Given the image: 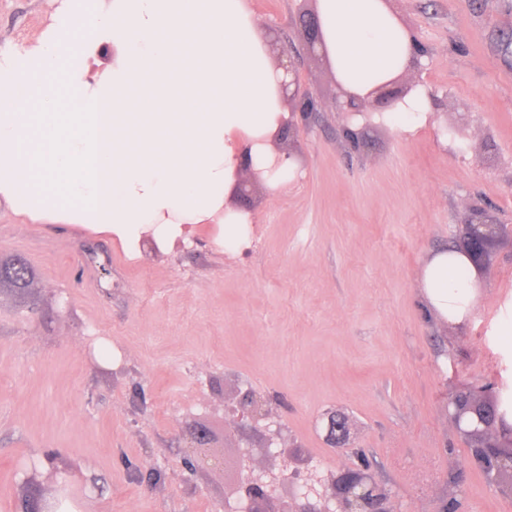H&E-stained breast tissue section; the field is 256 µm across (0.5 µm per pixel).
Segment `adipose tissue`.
Segmentation results:
<instances>
[{
	"mask_svg": "<svg viewBox=\"0 0 512 512\" xmlns=\"http://www.w3.org/2000/svg\"><path fill=\"white\" fill-rule=\"evenodd\" d=\"M340 84L363 95L406 71L413 34L386 0H318ZM78 38H71L74 22ZM112 61L96 70L104 45ZM247 0H62L41 37L0 57V198L32 224H75L132 254L219 227L229 251L250 216L228 195L250 153L270 190L294 171L272 143L289 114ZM470 259L432 254L421 288L435 320L469 316Z\"/></svg>",
	"mask_w": 512,
	"mask_h": 512,
	"instance_id": "obj_1",
	"label": "adipose tissue"
}]
</instances>
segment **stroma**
<instances>
[{
  "instance_id": "obj_1",
  "label": "stroma",
  "mask_w": 512,
  "mask_h": 512,
  "mask_svg": "<svg viewBox=\"0 0 512 512\" xmlns=\"http://www.w3.org/2000/svg\"><path fill=\"white\" fill-rule=\"evenodd\" d=\"M272 57L301 51L321 101L290 144L296 175L249 187L248 243L191 244L130 257L67 224H25L0 203V261L23 258L25 292L0 284V512H24L67 482L80 512H224L242 475L351 454L326 440L344 413L395 512H512L478 468L474 439L448 418L461 391L512 392V0H391L430 55L404 80L441 100L403 131L377 111L335 110L336 75L296 25L312 0H249ZM54 0H0V55L41 36ZM362 132L351 152L343 127ZM504 226L475 265L460 323L427 315L429 256L462 249L470 209ZM112 358L99 361L100 348ZM271 398L284 453L266 427L244 448L228 403ZM208 427L226 470L182 467L186 434Z\"/></svg>"
}]
</instances>
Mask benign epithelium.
Listing matches in <instances>:
<instances>
[{
    "instance_id": "7a95c632",
    "label": "benign epithelium",
    "mask_w": 512,
    "mask_h": 512,
    "mask_svg": "<svg viewBox=\"0 0 512 512\" xmlns=\"http://www.w3.org/2000/svg\"><path fill=\"white\" fill-rule=\"evenodd\" d=\"M299 23L308 34L309 48L322 44V34L318 17L304 13L299 16ZM292 75L290 84L293 90L285 92V100L291 105V112L306 119L319 111L316 96L299 81L293 57L287 62H278ZM412 90L410 85H402L395 79L369 93L365 97L340 91L339 99L335 100L338 112H367L381 108L385 111L401 102ZM466 254L475 261L483 255L488 242L502 232V225L487 218L483 213L473 209L465 219ZM483 403L475 396L454 405L449 411L450 417L457 427L467 425L463 433L479 438L483 453L493 459V464L483 466L492 484L503 491H512V435L505 431H496L492 417L484 414L479 416L476 411ZM240 421L241 426L255 427L261 421L269 419L268 401L253 392H247L230 408ZM500 433L502 441H491L489 437ZM348 436L347 420L340 414H332L328 419V437L336 448L346 447ZM210 433L203 427H195L189 433V450L186 453L190 469L201 464H209L215 468H225V459L208 448ZM350 453L358 460V465L343 470L339 475L328 479L317 489L310 483V476L295 470L289 473L287 480L303 481L305 491H297L289 500L280 503L275 512H394L389 507L390 495L374 480L371 467L364 455L352 448ZM277 479L266 471H248L239 485L238 496L232 501L224 502V512H267L264 505L275 499Z\"/></svg>"
}]
</instances>
